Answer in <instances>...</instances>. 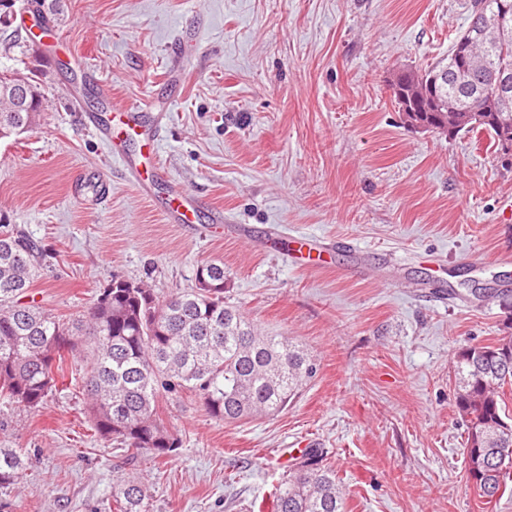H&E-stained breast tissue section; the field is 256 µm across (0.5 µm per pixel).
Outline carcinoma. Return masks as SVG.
Listing matches in <instances>:
<instances>
[{
  "mask_svg": "<svg viewBox=\"0 0 512 512\" xmlns=\"http://www.w3.org/2000/svg\"><path fill=\"white\" fill-rule=\"evenodd\" d=\"M498 12L499 0H470L466 31L448 57L424 69L440 78L435 111H426L408 85L395 100L398 107L419 110L417 120L435 129L444 117H458V131H485L503 148L512 112H486L481 122L470 118L475 105H489L500 75L512 76V25L494 39L480 36ZM24 80L36 90L40 110L48 103L33 77L16 67L0 70V140L35 128L31 113L12 111L10 89ZM42 259L43 249L25 233L0 230V398L9 403L40 408L56 390L65 355L78 354L86 364L95 433L163 457L180 440L157 417L161 393L192 392L210 417L233 423L284 410L316 372L302 349L259 333L224 301L220 287H195L161 300L138 283L114 278L89 308L69 316L50 313L27 300ZM203 277L224 283V264L202 263L196 281ZM454 374L467 428V480L490 504L512 481V423L504 419L500 397L512 384V336L462 350ZM474 428L485 431L483 441H474ZM24 468L20 452L0 447V490L15 485ZM112 499L115 512H145L137 484L115 489ZM273 512H344L336 470L318 450L307 452L303 465L276 488Z\"/></svg>",
  "mask_w": 512,
  "mask_h": 512,
  "instance_id": "carcinoma-1",
  "label": "carcinoma"
}]
</instances>
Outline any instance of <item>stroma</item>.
<instances>
[{"instance_id": "obj_1", "label": "stroma", "mask_w": 512, "mask_h": 512, "mask_svg": "<svg viewBox=\"0 0 512 512\" xmlns=\"http://www.w3.org/2000/svg\"><path fill=\"white\" fill-rule=\"evenodd\" d=\"M469 3L54 0L72 54L44 59L36 129L0 140V224L46 253L31 298L68 316L114 278L164 298L220 261L228 302L318 371L287 409L233 424L194 394L160 396L181 446L157 457L95 435L83 360L66 356L41 408L0 402V447L28 456L5 512H113L130 480L148 512H258L308 448L335 469L345 512H512V492L487 505L467 480L453 376L459 352L512 324L477 299L512 287V162L486 134L409 127L387 88L447 56ZM179 37L194 47L178 64ZM76 54L114 104L167 108L151 197L84 125L104 104ZM175 184L223 223H167ZM275 228L320 236L331 268L289 258Z\"/></svg>"}]
</instances>
